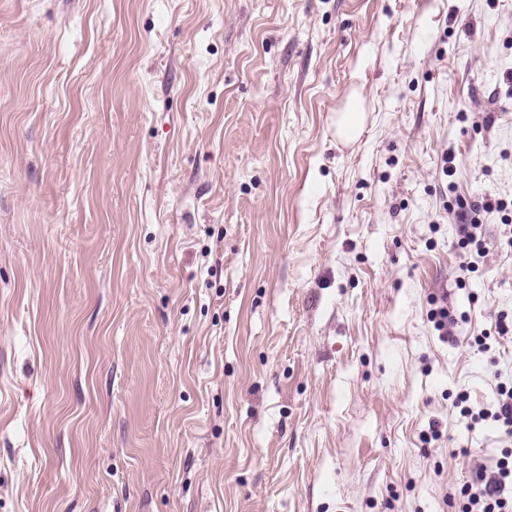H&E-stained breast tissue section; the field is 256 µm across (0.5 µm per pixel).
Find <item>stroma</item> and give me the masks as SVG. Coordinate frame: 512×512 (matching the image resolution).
Wrapping results in <instances>:
<instances>
[{
    "instance_id": "1",
    "label": "stroma",
    "mask_w": 512,
    "mask_h": 512,
    "mask_svg": "<svg viewBox=\"0 0 512 512\" xmlns=\"http://www.w3.org/2000/svg\"><path fill=\"white\" fill-rule=\"evenodd\" d=\"M510 72L512 0H0V512H457ZM363 114L360 100L355 96L350 97L343 112L338 114L337 134L347 139L353 138L363 124ZM480 226L478 224H463L460 242L462 248L467 249L470 253L473 252L478 258H484L486 256V243L476 231Z\"/></svg>"
}]
</instances>
